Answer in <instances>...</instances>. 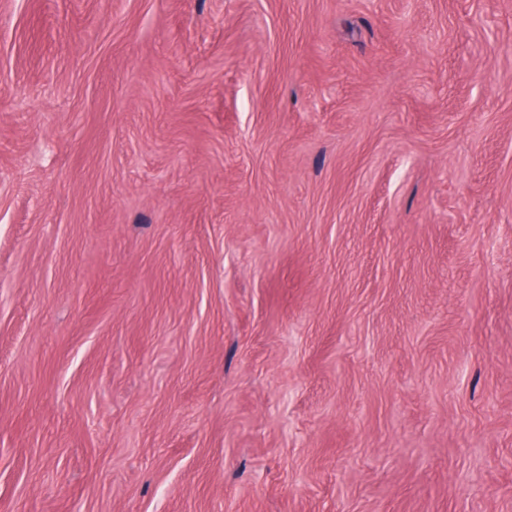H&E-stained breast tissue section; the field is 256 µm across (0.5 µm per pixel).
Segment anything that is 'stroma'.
Returning a JSON list of instances; mask_svg holds the SVG:
<instances>
[{"label": "stroma", "mask_w": 512, "mask_h": 512, "mask_svg": "<svg viewBox=\"0 0 512 512\" xmlns=\"http://www.w3.org/2000/svg\"><path fill=\"white\" fill-rule=\"evenodd\" d=\"M0 512H512V0H0Z\"/></svg>", "instance_id": "stroma-1"}]
</instances>
